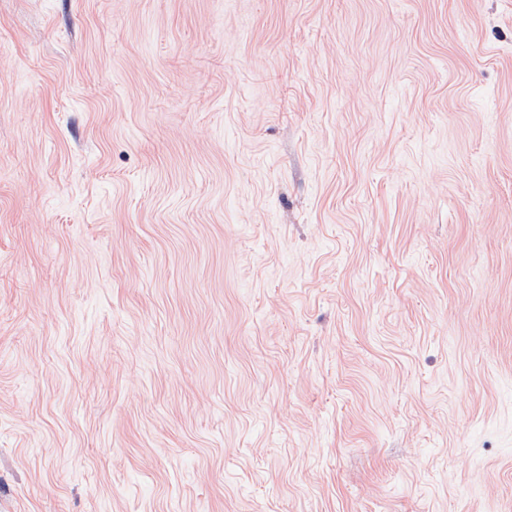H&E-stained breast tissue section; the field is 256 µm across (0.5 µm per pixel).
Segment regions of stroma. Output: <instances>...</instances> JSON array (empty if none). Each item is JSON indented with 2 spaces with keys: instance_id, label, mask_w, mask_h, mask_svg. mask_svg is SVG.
<instances>
[{
  "instance_id": "obj_1",
  "label": "stroma",
  "mask_w": 512,
  "mask_h": 512,
  "mask_svg": "<svg viewBox=\"0 0 512 512\" xmlns=\"http://www.w3.org/2000/svg\"><path fill=\"white\" fill-rule=\"evenodd\" d=\"M0 512H512V0H0Z\"/></svg>"
}]
</instances>
